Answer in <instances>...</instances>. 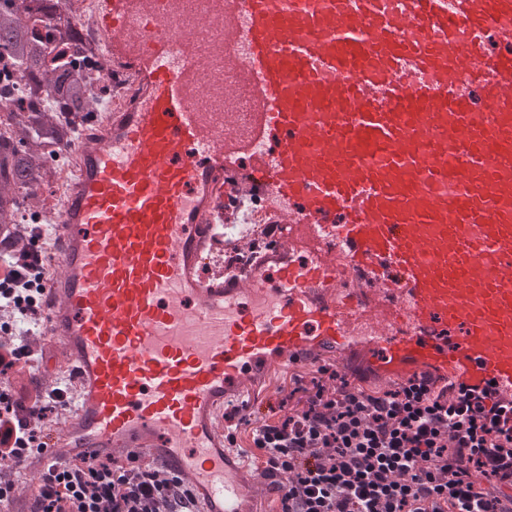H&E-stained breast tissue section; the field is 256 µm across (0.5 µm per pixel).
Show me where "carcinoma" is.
<instances>
[{"instance_id": "obj_1", "label": "carcinoma", "mask_w": 512, "mask_h": 512, "mask_svg": "<svg viewBox=\"0 0 512 512\" xmlns=\"http://www.w3.org/2000/svg\"><path fill=\"white\" fill-rule=\"evenodd\" d=\"M42 38L19 14L18 0H0V55L29 75L45 91L44 109L19 107L12 113L11 134L0 139V225L13 223L21 190L34 195L51 181L45 147L71 137V130L54 120V112L86 109V77L66 64L54 65L56 57Z\"/></svg>"}]
</instances>
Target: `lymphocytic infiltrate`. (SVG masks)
Masks as SVG:
<instances>
[{"label": "lymphocytic infiltrate", "instance_id": "f902f5d3", "mask_svg": "<svg viewBox=\"0 0 512 512\" xmlns=\"http://www.w3.org/2000/svg\"><path fill=\"white\" fill-rule=\"evenodd\" d=\"M36 323L27 343L0 336V462L21 465L26 443L57 408L35 381L30 344L45 340ZM314 378L292 375L296 403L276 421L252 420L248 403L228 405L227 440L251 429L265 473L279 477L278 512H512V401L498 388L422 378L375 391L332 364ZM329 377L334 388L322 384ZM33 512H199L177 474L131 454L52 462Z\"/></svg>", "mask_w": 512, "mask_h": 512}]
</instances>
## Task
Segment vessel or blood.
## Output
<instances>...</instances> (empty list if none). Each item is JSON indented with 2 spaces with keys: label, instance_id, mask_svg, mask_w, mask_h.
Masks as SVG:
<instances>
[{
  "label": "vessel or blood",
  "instance_id": "obj_1",
  "mask_svg": "<svg viewBox=\"0 0 512 512\" xmlns=\"http://www.w3.org/2000/svg\"><path fill=\"white\" fill-rule=\"evenodd\" d=\"M182 4L96 0L143 91L77 143L42 306L79 395L24 471L144 454L200 512H243L220 420L272 364L512 393V0H195L253 91L239 145L195 105ZM245 200L271 247L208 269Z\"/></svg>",
  "mask_w": 512,
  "mask_h": 512
}]
</instances>
